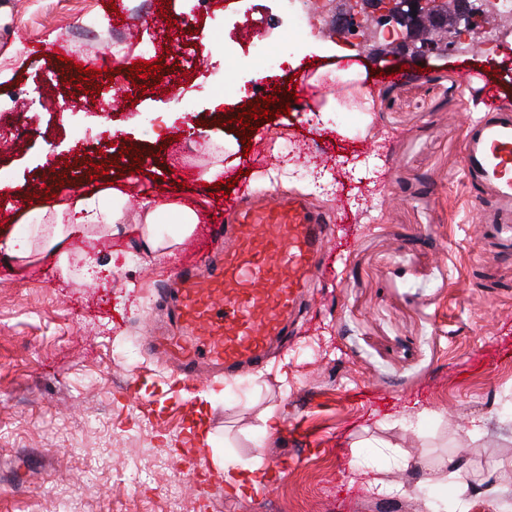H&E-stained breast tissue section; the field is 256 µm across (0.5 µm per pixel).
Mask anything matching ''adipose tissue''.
Masks as SVG:
<instances>
[{"label": "adipose tissue", "mask_w": 512, "mask_h": 512, "mask_svg": "<svg viewBox=\"0 0 512 512\" xmlns=\"http://www.w3.org/2000/svg\"><path fill=\"white\" fill-rule=\"evenodd\" d=\"M126 201V195L115 189L106 195L91 190L77 195L72 204L55 207L53 211L30 212L27 219L30 239L58 254L61 267H68L69 240L79 234L89 238L117 234L119 224L125 221ZM140 208L142 236L148 249L160 254L173 245L172 240L160 238L155 233V226L162 217H174L183 238L193 233L198 222L196 208L163 195L147 196Z\"/></svg>", "instance_id": "adipose-tissue-1"}]
</instances>
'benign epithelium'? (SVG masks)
Returning <instances> with one entry per match:
<instances>
[{
	"label": "benign epithelium",
	"mask_w": 512,
	"mask_h": 512,
	"mask_svg": "<svg viewBox=\"0 0 512 512\" xmlns=\"http://www.w3.org/2000/svg\"><path fill=\"white\" fill-rule=\"evenodd\" d=\"M494 9L492 0H455L450 25L447 0H344L336 9V26L348 37L346 46L373 42L395 50L411 47L413 56L422 58L465 54L472 35Z\"/></svg>",
	"instance_id": "1"
}]
</instances>
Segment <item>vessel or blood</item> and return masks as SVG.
<instances>
[{
  "label": "vessel or blood",
  "instance_id": "obj_1",
  "mask_svg": "<svg viewBox=\"0 0 512 512\" xmlns=\"http://www.w3.org/2000/svg\"><path fill=\"white\" fill-rule=\"evenodd\" d=\"M486 114L468 128L463 159L482 203V231L512 248V113L497 104V91L483 84ZM224 233V260H205L214 231ZM181 252L201 257L158 288V306H173L179 332L153 336L151 350L195 384L200 367L233 376L261 366L271 346L285 338L314 273L313 260L329 252L318 215L300 198L265 201L233 196L223 216L199 219L196 236Z\"/></svg>",
  "mask_w": 512,
  "mask_h": 512
}]
</instances>
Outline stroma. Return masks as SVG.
I'll use <instances>...</instances> for the list:
<instances>
[{
    "mask_svg": "<svg viewBox=\"0 0 512 512\" xmlns=\"http://www.w3.org/2000/svg\"><path fill=\"white\" fill-rule=\"evenodd\" d=\"M301 32L284 69L250 58L230 66L238 25L260 38L288 27L293 0H171L168 17L205 21L192 63L163 54L162 92L123 80L112 106L92 101L108 76L78 80L72 57L137 61L135 40L117 39L109 0H0V512H425L415 488L438 458L461 470L430 487L445 512H512V258L480 237L468 200L462 142L485 113L481 55L397 62L375 45L339 49L336 0ZM359 67L372 111L346 103L347 85L323 82L342 108L291 109L250 132L237 121L265 84L306 85L319 69ZM234 70L233 91L219 93ZM402 71L400 82L388 73ZM270 156L244 157L246 142ZM114 147L111 180L128 197L115 236L75 237L70 267L45 252L7 257L25 211L42 207L56 167L76 179L59 199L91 187L90 163ZM364 168H356V161ZM255 195H295L336 214L335 260L314 283L293 347L267 367L193 391L172 389L168 367L143 348L162 321L152 288L174 278L180 250L145 248L140 203L161 194L219 200L203 170ZM96 265L87 275L86 260ZM274 412L276 432L264 429ZM485 415L480 436L473 416ZM405 484L379 496L367 475ZM261 463L263 492L237 494L225 469ZM494 479L495 499L467 495L468 481Z\"/></svg>",
    "mask_w": 512,
    "mask_h": 512,
    "instance_id": "obj_1",
    "label": "stroma"
}]
</instances>
